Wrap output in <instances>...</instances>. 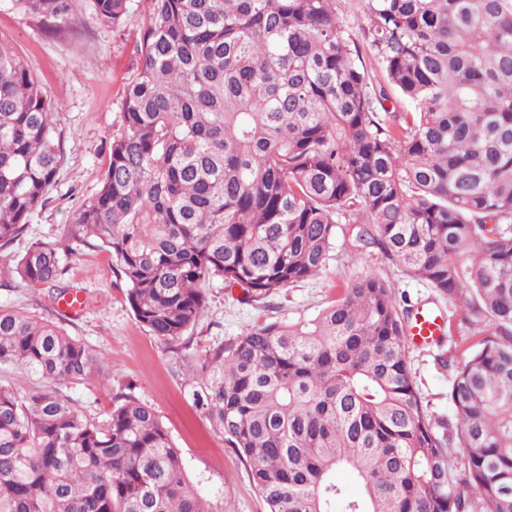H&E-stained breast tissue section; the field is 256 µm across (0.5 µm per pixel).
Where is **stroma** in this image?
I'll list each match as a JSON object with an SVG mask.
<instances>
[{
	"instance_id": "obj_1",
	"label": "stroma",
	"mask_w": 512,
	"mask_h": 512,
	"mask_svg": "<svg viewBox=\"0 0 512 512\" xmlns=\"http://www.w3.org/2000/svg\"><path fill=\"white\" fill-rule=\"evenodd\" d=\"M135 34L131 26L115 31L100 25L88 0H76L71 29L54 38L40 37L35 19L0 8V40L25 56L40 79L54 105L55 130L65 152L44 204L29 218V237L64 241L74 213L97 192L107 164L106 145L122 124L119 91L138 61ZM65 254V281L82 299L78 316L55 312L47 289L0 286V306L57 322L98 353V368L59 384L61 394L101 420L111 410L115 393L130 390L155 409L202 491L224 495L233 512H267L246 463L192 407L183 381L172 372V353L135 319L125 299L126 285L112 271L111 255L87 244L66 247ZM367 274L392 284L397 301L410 308L438 307L456 318L462 313L460 305L448 302L428 283L403 274L379 255L356 250L340 236L321 276L282 289L266 305L249 302L240 288L206 283L207 308L192 332L193 347L205 351L256 324L310 320L351 279ZM467 344L466 336L456 331L437 344L410 351L431 417L445 418L451 412L449 380Z\"/></svg>"
}]
</instances>
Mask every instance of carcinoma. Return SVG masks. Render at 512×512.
Returning <instances> with one entry per match:
<instances>
[{"label": "carcinoma", "mask_w": 512, "mask_h": 512, "mask_svg": "<svg viewBox=\"0 0 512 512\" xmlns=\"http://www.w3.org/2000/svg\"><path fill=\"white\" fill-rule=\"evenodd\" d=\"M55 37L75 0H4ZM92 0L137 28L122 126L68 237L112 253L136 320L174 355L192 406L249 467L269 512H512V0ZM369 47L376 80L360 57ZM64 160L53 105L0 41V274L59 302L57 242L8 252ZM353 246L460 302L473 342L428 414L412 310L358 277L308 322L191 351L218 279L254 302ZM492 227H487V224ZM98 354L0 307V371L81 379ZM362 492L347 495L336 471ZM0 512H231L190 480L155 409L128 393L96 420L44 386L0 384ZM338 13L349 26L350 32L357 35L358 27L363 16L364 0H338Z\"/></svg>", "instance_id": "cac0c4a2"}]
</instances>
